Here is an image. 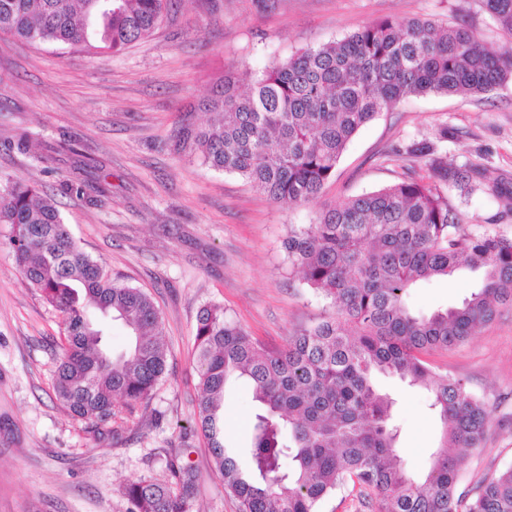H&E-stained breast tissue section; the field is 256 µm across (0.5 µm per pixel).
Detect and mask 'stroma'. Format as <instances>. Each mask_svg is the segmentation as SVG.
Masks as SVG:
<instances>
[{
	"label": "stroma",
	"instance_id": "1",
	"mask_svg": "<svg viewBox=\"0 0 512 512\" xmlns=\"http://www.w3.org/2000/svg\"><path fill=\"white\" fill-rule=\"evenodd\" d=\"M386 17L470 26L485 43L512 45L480 0H176L150 34L118 52L84 53L22 43L0 33V184L24 178L53 193L80 247L122 282L147 291L162 320L167 371L149 402L117 419L115 436L85 432L57 401L52 371L63 336L60 315L17 272L0 224V512H127L124 486L168 480L179 455L197 476L198 512H240L201 432L193 365L196 318L208 304L269 348L330 307L290 275L282 241L292 224L313 223L322 206L404 178L432 180L427 157L407 155L423 139L434 158L483 170L512 186V79L479 97L431 94L401 100L361 128L318 201L281 205L241 177L175 151L184 117L213 122L205 100L224 77H243L299 51L341 39ZM30 151L20 153V133ZM66 143L55 172L33 156ZM94 159L83 194L62 193L76 158ZM104 196H96L97 176ZM449 188L448 200L474 230L512 236V210L485 188ZM474 274L433 279L411 290L412 309L453 306L476 287ZM434 371L466 380L491 412L482 448L460 477L464 488L512 466V308L451 350L426 354ZM379 386L396 404L398 445L423 473L439 445L426 390L395 377ZM253 402L244 383L224 395L232 446H249Z\"/></svg>",
	"mask_w": 512,
	"mask_h": 512
}]
</instances>
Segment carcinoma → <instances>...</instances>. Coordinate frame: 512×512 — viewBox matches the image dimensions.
<instances>
[{
	"instance_id": "cac0c4a2",
	"label": "carcinoma",
	"mask_w": 512,
	"mask_h": 512,
	"mask_svg": "<svg viewBox=\"0 0 512 512\" xmlns=\"http://www.w3.org/2000/svg\"><path fill=\"white\" fill-rule=\"evenodd\" d=\"M512 34V0H481ZM167 0H0V32L83 52L122 50L156 27ZM512 78V46L485 44L468 27L386 18L305 49L249 75L224 78L204 108L222 115L205 129L180 127L175 148L215 171L236 174L283 205L317 200L352 136L408 96H476ZM436 180L409 179L322 209L291 224L288 269L333 312L269 350L211 304L197 318V426L240 512H318L348 483L371 489L375 512H512V467L459 490L458 473L481 447L490 412L462 378L433 372L421 354L464 344L512 306V238L473 231L448 203L469 189L477 167L434 161ZM0 224L16 267L59 312L63 344L52 374L57 400L98 437L122 410L150 399L166 370L160 311L140 288L115 279L84 252L55 201L18 178L0 187ZM469 270L478 287L459 304L423 315L411 288ZM126 330L116 351L107 321ZM392 375L425 388L442 425L426 473L404 465L392 398L374 383ZM241 380L259 410L246 461L224 439V391ZM173 482L139 479L128 512H196L195 475L167 460Z\"/></svg>"
}]
</instances>
